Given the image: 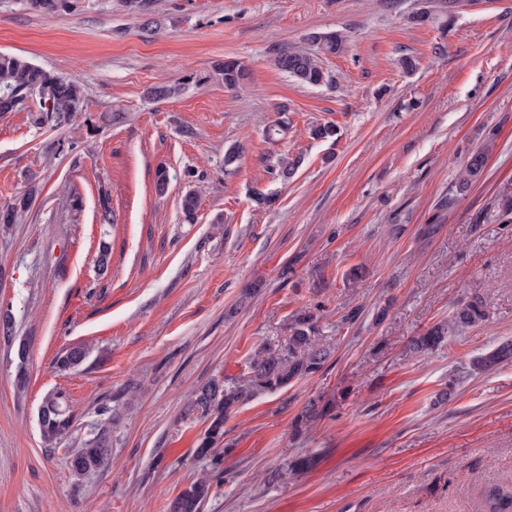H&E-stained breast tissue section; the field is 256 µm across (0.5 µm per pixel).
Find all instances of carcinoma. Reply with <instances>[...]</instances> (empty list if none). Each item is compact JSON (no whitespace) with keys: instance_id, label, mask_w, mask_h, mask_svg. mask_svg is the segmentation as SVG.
I'll return each mask as SVG.
<instances>
[{"instance_id":"carcinoma-1","label":"carcinoma","mask_w":512,"mask_h":512,"mask_svg":"<svg viewBox=\"0 0 512 512\" xmlns=\"http://www.w3.org/2000/svg\"><path fill=\"white\" fill-rule=\"evenodd\" d=\"M25 8L38 15H53L67 5V0H22ZM324 54H341L347 44V36L339 31L313 34ZM274 65L289 77L307 86H320L326 82V74L317 57L297 50H276ZM224 87L238 89L249 80L248 68L239 60H226L217 69ZM181 91L178 84L161 82L149 87L146 96L154 101L174 97ZM37 104L40 122L55 127L73 123L86 107L84 88L70 77L47 71L30 60L13 54L0 53V113L15 112L25 108L29 100ZM301 157L277 159L271 168L274 178L286 182L294 177ZM486 165V154L482 150L471 153L463 167L462 181L468 183L478 179ZM38 182L30 178L27 189L12 204L0 208V224H15L26 211L36 192ZM487 311L482 298L472 293L461 300L450 319L428 328L422 335L411 340L413 350L422 356L435 351L446 338L461 329L479 325L486 321ZM314 314L300 310L291 316L288 324V339L281 350L262 347L254 352L248 366L246 380L225 385L212 381L196 390L190 400L191 411L200 414L207 428L200 436L195 456L209 459L219 465L217 448L224 443V421L243 402L261 394L272 393L288 386L292 380L304 379L318 373L329 360L331 352L320 346L314 336L316 327ZM89 354L83 344L67 347L55 358V367L60 371L78 368ZM512 359V343L473 359L472 369L488 371L501 362ZM330 404L309 403L296 417L297 424L323 417ZM73 425V415L62 392L48 395L39 410V427L44 441L52 444L66 436ZM112 440L109 431L100 427L84 441L70 460L72 474L81 478L102 469L111 461ZM212 484L200 478L179 493L169 505V512H200L201 504L211 493ZM487 512H512V487L493 486L486 492Z\"/></svg>"}]
</instances>
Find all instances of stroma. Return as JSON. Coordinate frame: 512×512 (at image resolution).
<instances>
[{
    "label": "stroma",
    "instance_id": "obj_1",
    "mask_svg": "<svg viewBox=\"0 0 512 512\" xmlns=\"http://www.w3.org/2000/svg\"><path fill=\"white\" fill-rule=\"evenodd\" d=\"M444 10L443 0H149L136 12L69 0L42 16L0 0V52L87 96L70 126L38 124L33 104L0 114V206L29 173L41 187L22 223L0 227V320L12 325L0 335V512H167L213 472L194 454L206 424L187 412L190 395L246 379L251 355L284 346L306 307L330 359L225 420L223 474L202 512H484L485 490L512 482V363L470 370L512 340V221L501 210L512 197V0H457L444 30L411 20ZM329 31L348 44L320 56L328 84L274 66L275 50L314 51L311 35ZM406 55L414 72L399 65ZM227 59L248 67L244 88L213 79ZM163 81L183 89L148 99ZM283 108L288 131L268 140ZM326 122L335 141L312 139ZM236 145L241 159L225 167ZM477 150L485 171L461 187ZM283 154L303 159L285 183L269 172ZM257 189L275 203L257 206ZM472 292L485 323L432 354L410 350ZM355 307L361 317L346 323ZM74 344L86 360L59 371L56 355ZM56 391L75 424L49 446L38 413ZM311 399L332 408L295 432ZM98 425L113 462L75 479L69 460ZM301 456L314 465L267 481Z\"/></svg>",
    "mask_w": 512,
    "mask_h": 512
}]
</instances>
